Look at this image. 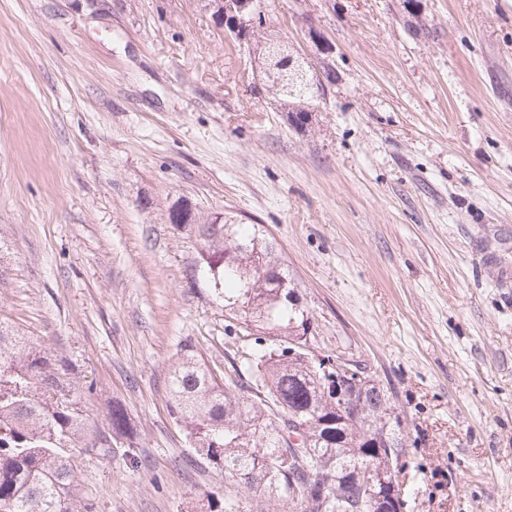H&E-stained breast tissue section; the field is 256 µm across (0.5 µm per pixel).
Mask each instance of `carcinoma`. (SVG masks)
<instances>
[{
	"instance_id": "1",
	"label": "carcinoma",
	"mask_w": 512,
	"mask_h": 512,
	"mask_svg": "<svg viewBox=\"0 0 512 512\" xmlns=\"http://www.w3.org/2000/svg\"><path fill=\"white\" fill-rule=\"evenodd\" d=\"M265 0L246 13V32L234 41L249 44L266 21ZM256 70L263 89L304 125L319 107L325 88L338 80L333 65L313 78L303 62L274 39L264 42ZM169 221L194 233L215 301L238 329L253 330L255 347L231 363L234 387L219 382L187 341L169 370L170 410L197 459L224 473L280 512H370L356 487L398 464L403 449L376 455L366 448L381 413L371 409L353 423H340L326 375L288 359V345L302 326L304 309L282 288L291 283L257 224H238L219 214L198 224L175 203ZM70 360L0 321V512H92L76 493L72 459L80 448L111 447L107 437L88 438L84 397L92 389ZM309 423L307 448L288 442L290 420ZM112 432L132 438L123 408L109 411ZM207 512H240L231 497L208 499Z\"/></svg>"
}]
</instances>
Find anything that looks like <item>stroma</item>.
Returning a JSON list of instances; mask_svg holds the SVG:
<instances>
[{
  "label": "stroma",
  "mask_w": 512,
  "mask_h": 512,
  "mask_svg": "<svg viewBox=\"0 0 512 512\" xmlns=\"http://www.w3.org/2000/svg\"><path fill=\"white\" fill-rule=\"evenodd\" d=\"M338 80L292 125L201 0H0V320L94 382L78 457L94 512L262 499L195 462L169 407L182 341L230 336L188 202L262 225L326 354L390 395L404 512H512V0H268ZM121 405L135 441L113 436Z\"/></svg>",
  "instance_id": "stroma-1"
}]
</instances>
